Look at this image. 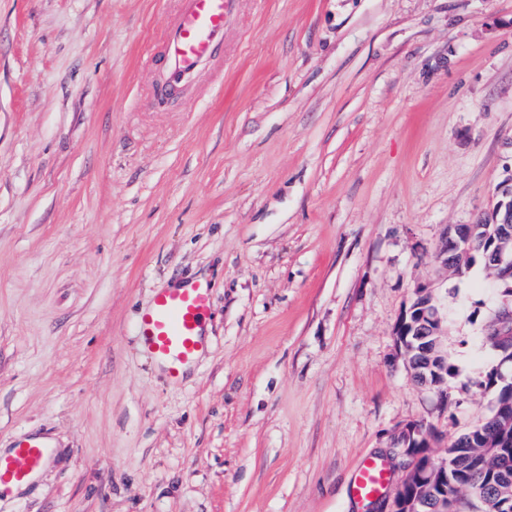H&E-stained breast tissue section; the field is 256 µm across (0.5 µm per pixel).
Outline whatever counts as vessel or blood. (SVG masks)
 Segmentation results:
<instances>
[{"mask_svg":"<svg viewBox=\"0 0 512 512\" xmlns=\"http://www.w3.org/2000/svg\"><path fill=\"white\" fill-rule=\"evenodd\" d=\"M227 0H180L181 7L166 36V53L175 78H183L208 61L224 37ZM211 310L210 289L183 282L157 292L136 323L145 354L163 365L169 380L180 379L200 358L207 345L206 325ZM45 438L29 435L0 455V490L26 483L48 460ZM390 474L380 459H365L358 467L350 493L367 504L383 495Z\"/></svg>","mask_w":512,"mask_h":512,"instance_id":"b4317fda","label":"vessel or blood"}]
</instances>
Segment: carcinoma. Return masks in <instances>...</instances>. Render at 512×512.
I'll return each instance as SVG.
<instances>
[{
  "label": "carcinoma",
  "instance_id": "1",
  "mask_svg": "<svg viewBox=\"0 0 512 512\" xmlns=\"http://www.w3.org/2000/svg\"><path fill=\"white\" fill-rule=\"evenodd\" d=\"M506 231L502 224H478L475 234V257L458 276L466 275L477 263L486 265L482 252L484 243ZM496 319H491L483 336V344L497 351L498 363L484 375L481 386L495 393L491 415L473 426L469 432L448 443V478L435 485V493L421 512H432L436 502L444 495L453 496L456 512H500L496 499V486L502 482L512 484V380L502 379L500 362H512V342L494 335Z\"/></svg>",
  "mask_w": 512,
  "mask_h": 512
}]
</instances>
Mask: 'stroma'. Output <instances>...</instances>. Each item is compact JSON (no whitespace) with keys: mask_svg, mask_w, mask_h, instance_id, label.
<instances>
[{"mask_svg":"<svg viewBox=\"0 0 512 512\" xmlns=\"http://www.w3.org/2000/svg\"><path fill=\"white\" fill-rule=\"evenodd\" d=\"M179 0H0V448L50 440L0 512H361L410 422L435 456L490 415L500 307L448 228L512 177V0H229L173 99ZM204 280L209 344L169 381L134 333ZM441 313L454 402L394 329ZM474 231V224H457L449 235L447 231L438 249V258L447 269L457 265L460 256L470 253ZM418 310L414 321L406 322L405 318L411 311ZM442 317L439 307L436 304L435 297L431 290L426 287H418L415 291V298L408 310H406L395 327V336L404 343V337L407 336L409 328H413V336H428L433 338L442 336L441 329ZM433 347H437V339H432ZM390 483V474L378 458L365 459L358 467L350 493L364 506L383 495Z\"/></svg>","mask_w":512,"mask_h":512,"instance_id":"35a3bbf8","label":"stroma"}]
</instances>
